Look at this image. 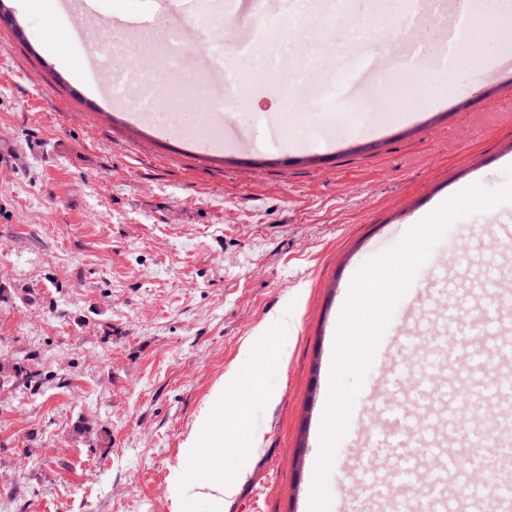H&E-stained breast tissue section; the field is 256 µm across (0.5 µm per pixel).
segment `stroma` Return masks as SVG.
Returning a JSON list of instances; mask_svg holds the SVG:
<instances>
[{"label": "stroma", "instance_id": "stroma-1", "mask_svg": "<svg viewBox=\"0 0 512 512\" xmlns=\"http://www.w3.org/2000/svg\"><path fill=\"white\" fill-rule=\"evenodd\" d=\"M0 0V512H171L176 483L243 469L224 512H309L336 311L349 278L419 216L512 166V54L495 0L471 52L449 70L430 52L389 105L373 79L344 111L295 112L266 85L264 57H233L241 80L231 121L252 150L180 97V123L159 129L114 105L85 65L87 41L55 0ZM266 39L289 35L285 68L330 72L358 46L374 70L414 36L403 0H275ZM387 24L390 43L360 29ZM412 289L423 342L468 341L489 266L512 278V202L457 219ZM296 327L280 331L283 311ZM265 335L266 390L238 414L255 371L246 342ZM224 438L257 447L239 459L186 460L214 387ZM393 416L363 402L338 446L344 502L359 489L368 432Z\"/></svg>", "mask_w": 512, "mask_h": 512}]
</instances>
